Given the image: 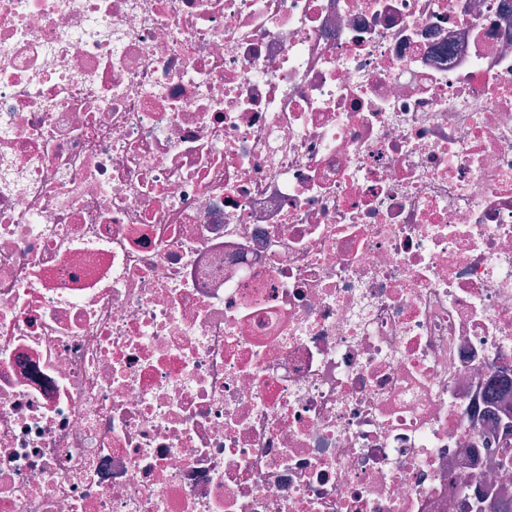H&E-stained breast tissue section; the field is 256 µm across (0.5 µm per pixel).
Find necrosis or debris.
<instances>
[{
	"instance_id": "1",
	"label": "necrosis or debris",
	"mask_w": 512,
	"mask_h": 512,
	"mask_svg": "<svg viewBox=\"0 0 512 512\" xmlns=\"http://www.w3.org/2000/svg\"><path fill=\"white\" fill-rule=\"evenodd\" d=\"M512 0H0V512L512 497Z\"/></svg>"
}]
</instances>
